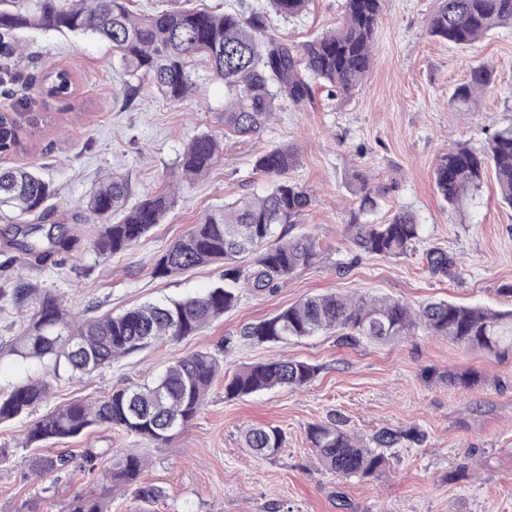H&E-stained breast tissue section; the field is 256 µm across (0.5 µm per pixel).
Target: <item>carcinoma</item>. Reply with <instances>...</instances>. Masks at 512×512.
<instances>
[{
	"label": "carcinoma",
	"mask_w": 512,
	"mask_h": 512,
	"mask_svg": "<svg viewBox=\"0 0 512 512\" xmlns=\"http://www.w3.org/2000/svg\"><path fill=\"white\" fill-rule=\"evenodd\" d=\"M383 0H345L344 21L301 47L268 34L269 16L294 17L306 11L308 0H270L271 12L254 11L244 17L234 10L214 13L181 8L139 15L130 0H40L31 13L26 0H0V84L14 80L10 39L15 31L38 27L73 35L96 36L112 44L120 57L126 80L123 95L135 97L144 83L153 85L172 104L185 101L195 87L196 62L209 65L224 83V128L242 137L262 134L279 102L304 108L312 100V84L327 89L332 97L355 93L372 65V47ZM512 26V0H439L428 20L431 35L455 46L475 43L495 27ZM492 82L485 67L470 70L467 81L456 87L451 103L468 107L478 92ZM37 91L54 99L76 93L72 73L55 64L42 74ZM23 126L20 113L0 110V156L19 152ZM220 155V143L201 134L183 149L178 166L186 177L207 174ZM295 153L288 146L257 154L253 171L270 185L264 196L242 197L208 212L188 233L172 243L156 260L153 274L164 278L211 263L224 264V283L200 296L165 302H145L120 314L73 321L62 297L29 282L17 281L0 288V300L30 309L23 316V333L15 337L10 352L21 358H53L64 362L70 375L81 377L112 365L116 359L152 345L177 342L194 336L234 307L238 286L270 291L294 272L318 257L314 239L294 235L300 217L312 204L310 194L292 181L289 171ZM493 169L502 202L512 207V124L500 128L481 149L458 145L441 157L435 168L438 193L450 207H457L470 192L481 187L485 170ZM360 202L347 230L355 250L384 257L409 254L421 240L422 225L408 211L395 213L382 224L360 220L374 206L373 188L362 172L355 173ZM53 184L27 165L0 164V213L13 219L15 246L26 256L46 260L70 248L69 238L44 230L54 212L48 201ZM129 190L118 173L104 178L76 212L77 223L100 224L94 242L98 253L117 254L161 223L171 207L167 192L150 193L127 207ZM124 213L117 223L112 215ZM256 253L253 263H237L239 256ZM434 273L448 274L453 261L448 254H427ZM421 326L467 349L489 354L512 351V309L494 311L440 300L415 309L387 297L352 299L339 294L308 296L274 316L243 329L242 336L257 344L284 343L291 339L336 334L342 345L359 340L388 344ZM318 367L306 361L273 359L246 365L224 375V396L235 399L275 387L299 388L311 383ZM219 375L216 359L199 350L185 356L157 378L121 388L94 402L74 401L45 414L28 430L26 446L59 443L78 438L93 427H106L135 435L156 448L165 447L200 411L206 394ZM456 388L471 389L472 373L448 372L427 377ZM47 394L43 381L33 380L0 394V422L13 420L41 404ZM308 440L322 466L345 480L371 478L385 469L387 448L406 442L420 445L424 434L416 427L382 428L369 438L358 437L341 421L308 427ZM244 442L255 455L275 454L283 444L281 430L254 426ZM108 450L86 449L80 461L66 455L39 459L35 475L73 468L93 472ZM143 469L142 458L127 453L112 460L106 477L112 483L134 485ZM67 512H107L103 500L93 496L74 498Z\"/></svg>",
	"instance_id": "cac0c4a2"
}]
</instances>
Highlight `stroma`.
<instances>
[{"instance_id":"1","label":"stroma","mask_w":512,"mask_h":512,"mask_svg":"<svg viewBox=\"0 0 512 512\" xmlns=\"http://www.w3.org/2000/svg\"><path fill=\"white\" fill-rule=\"evenodd\" d=\"M265 0H132L138 13L203 7L243 13ZM344 0H311L296 18L271 19V32L302 45L335 30ZM438 0H384L371 69L359 89L340 99L314 88L307 110L281 103L261 137L243 139L224 131V86L206 63L196 66V90L172 104L149 85L133 102L120 91L117 53L96 38L40 28L15 33L17 78L0 93V108L23 96L24 113L43 119L7 164H31L57 193L54 219L72 238L69 251L35 262L18 256L8 239L13 228L0 219V284L24 276L59 293L75 314H115L145 303L203 294L220 283L224 268L212 264L168 278L152 273L157 258L210 210L244 196L263 195L267 181L252 170L254 156L274 145L292 147L290 178L308 190L312 204L299 226L320 248L314 264L299 269L275 292L243 288L236 306L202 333L175 344L153 346L115 360L77 379L52 365L0 354V392L31 378L46 380V400L0 424V512H65L78 495L105 498L109 512H140L133 488L110 487L103 471L33 481L43 456L107 449L116 458L134 452L145 460L142 480L157 489L153 512H512V352L494 356L466 350L416 330L391 344L342 346L321 334L286 343L255 344L242 328L268 319L309 295L387 296L417 306L434 299L495 310L512 308V208L503 204L492 175L450 209L438 195L433 172L448 149L464 143L481 148L495 128L512 121V27L492 30L473 45L437 40L428 19ZM74 75L73 109L48 101L35 88L45 61ZM493 72L491 90L470 110L450 97L472 67ZM219 136L222 154L203 177L184 178L177 168L184 147L197 135ZM366 172L376 204L365 213L379 223L397 211L414 213L423 228L406 256H356L347 226L359 205L353 179ZM128 181L129 201L170 191L174 202L156 225L126 251L103 256L93 249L98 227L77 224L108 173ZM441 249L455 261L448 275L432 274L426 253ZM348 273H339L341 265ZM211 351L231 372L287 356L319 368L302 388H277L241 399L224 397L216 380L197 416L166 447L152 448L136 436L98 427L83 437L29 448L25 437L42 415L75 400L94 401L113 390L152 380L176 359ZM474 372L483 380L471 390L426 379L427 370ZM341 418L366 436L386 426L417 427L422 445L396 448L377 477L342 481L313 455L307 427ZM272 425L283 433L276 456L258 458L244 446L250 426Z\"/></svg>"}]
</instances>
